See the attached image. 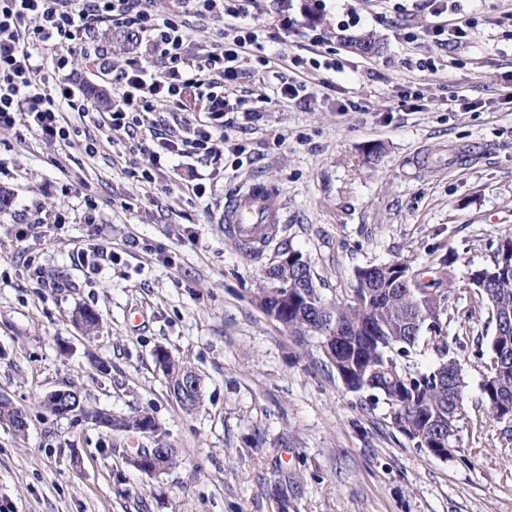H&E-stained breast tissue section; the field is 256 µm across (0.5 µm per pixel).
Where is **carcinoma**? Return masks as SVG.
Segmentation results:
<instances>
[{"mask_svg":"<svg viewBox=\"0 0 512 512\" xmlns=\"http://www.w3.org/2000/svg\"><path fill=\"white\" fill-rule=\"evenodd\" d=\"M296 256L288 267V286L305 290L310 305L299 309L286 289L275 292L270 285L257 289V305L268 315L275 313L300 353L308 354L310 343H323L332 334L336 340V358L344 371L347 388L366 394L365 408L393 404L394 428L409 442L456 446L459 420L454 410L467 399L465 368L461 360L448 356V337L442 335V318L449 313L441 293L448 258L440 259L438 271L426 274L408 271L407 283L389 278L392 264L369 265L355 272L353 294L328 303L319 288H310L302 276L311 273L303 256ZM466 286L475 290V305L465 320L481 311L488 314L494 331L488 342L476 341L475 358L483 365L479 385L480 403L492 418L509 419L504 404H512V237L499 240L491 263L471 267ZM71 321L92 334L98 316L86 308L76 309ZM433 350L436 362L425 370L410 368V358L423 347ZM168 390L182 389L179 373L190 368L187 361L168 354ZM26 412L9 400L0 399V423L19 434L25 432L19 417ZM112 430L135 435L149 429L162 440L164 432L152 414L136 410L112 415Z\"/></svg>","mask_w":512,"mask_h":512,"instance_id":"obj_1","label":"carcinoma"}]
</instances>
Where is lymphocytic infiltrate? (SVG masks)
Listing matches in <instances>:
<instances>
[{
    "label": "lymphocytic infiltrate",
    "mask_w": 512,
    "mask_h": 512,
    "mask_svg": "<svg viewBox=\"0 0 512 512\" xmlns=\"http://www.w3.org/2000/svg\"><path fill=\"white\" fill-rule=\"evenodd\" d=\"M258 0H182L183 6L204 16L224 15V46L220 52L198 58L188 50L189 32L177 16H161L149 0H0V127L26 122L42 136L58 142L70 137L62 107L88 113L90 105L72 83L47 86L34 49L52 51L55 70L68 67L71 55L88 54V62L104 70L105 57L89 53L86 39L100 21L131 33L145 43L161 63L151 70L141 60L128 58L112 93L109 128L135 136L138 115L155 111L158 103L184 109L189 97L204 102L219 117L243 111V99L231 90L244 66H268L264 30L254 17Z\"/></svg>",
    "instance_id": "1"
}]
</instances>
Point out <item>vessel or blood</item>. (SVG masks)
<instances>
[{
	"instance_id": "obj_1",
	"label": "vessel or blood",
	"mask_w": 512,
	"mask_h": 512,
	"mask_svg": "<svg viewBox=\"0 0 512 512\" xmlns=\"http://www.w3.org/2000/svg\"><path fill=\"white\" fill-rule=\"evenodd\" d=\"M280 216L274 205V195L260 181L224 200V233L241 243L259 249L277 232Z\"/></svg>"
}]
</instances>
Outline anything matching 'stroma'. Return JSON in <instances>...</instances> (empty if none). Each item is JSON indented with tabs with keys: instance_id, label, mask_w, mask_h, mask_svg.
<instances>
[{
	"instance_id": "stroma-1",
	"label": "stroma",
	"mask_w": 512,
	"mask_h": 512,
	"mask_svg": "<svg viewBox=\"0 0 512 512\" xmlns=\"http://www.w3.org/2000/svg\"><path fill=\"white\" fill-rule=\"evenodd\" d=\"M399 3L398 16L376 0H325L286 32L278 0H261L271 63L234 89L257 104L228 131L241 156L155 163L103 126L101 105L88 118L65 112V144L0 128V189L11 194L0 212V397L28 413L24 436L0 425V512H512V422L478 407L479 362L466 365L460 446L440 459L365 409L321 352L298 356L254 300L286 244L329 301L351 295L357 268L449 257L444 288L463 313L475 297L468 266L512 235V0H457L473 26L445 46L405 42L399 25L419 32L431 17L422 0ZM152 6L181 14L191 54L221 50L222 15ZM350 12L359 24L340 28ZM313 27L326 38L318 57ZM367 33L378 51L352 49ZM296 78L308 86L301 104L280 95ZM461 95L468 107L449 111ZM212 123L191 99L182 112L140 113L137 133L177 142ZM144 169L151 182L136 181ZM254 178L273 189L281 224L248 254L222 216L225 197ZM95 243L111 258L97 260ZM79 307L98 313L95 335L72 323ZM160 345L204 379L193 412L168 393L153 361ZM66 385L93 409L149 411L177 466L139 472L117 451L154 439L51 414L41 398Z\"/></svg>"
}]
</instances>
